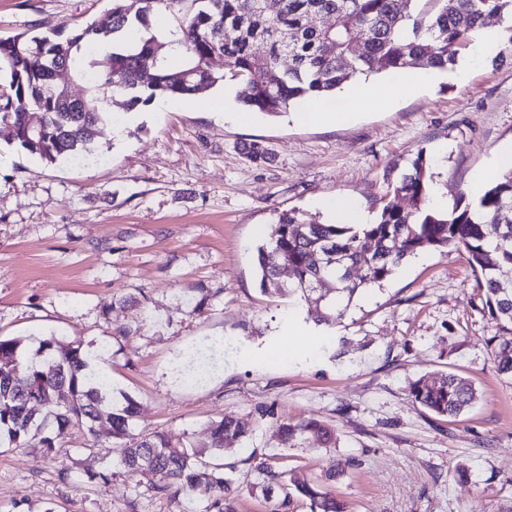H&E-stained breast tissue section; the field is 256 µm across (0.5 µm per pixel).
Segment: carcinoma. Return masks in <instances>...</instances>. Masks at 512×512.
Here are the masks:
<instances>
[{
  "label": "carcinoma",
  "instance_id": "obj_1",
  "mask_svg": "<svg viewBox=\"0 0 512 512\" xmlns=\"http://www.w3.org/2000/svg\"><path fill=\"white\" fill-rule=\"evenodd\" d=\"M110 26L92 20L63 34L18 33L0 36V133L5 140L48 164L93 152L98 129L112 113V98H126L128 108L157 98L190 100L200 92L236 81L243 85L238 102L251 112L279 116L310 98L329 97L359 73L406 67L455 64L462 48L491 16L512 21V0H432L427 17L413 16L417 0H110ZM168 12L177 22L169 33L153 31L151 16ZM332 19L315 27L312 15ZM137 23L144 35L122 51L106 54L101 66L98 46ZM154 57L149 70L142 58ZM224 57L222 73L209 61ZM291 66L272 80L281 57ZM68 66L86 84L81 103L57 86L55 74ZM41 114V125L28 114ZM253 163H266L271 153L258 143L244 146ZM428 166L418 153L397 180L383 178L385 192L372 224H306L292 209L269 225L268 238L257 248L260 285L280 294L288 289L279 277L288 265L295 288L307 292L310 281L326 284L328 297L321 317H342L357 293L386 281L407 258L420 251L453 247L463 251L478 274L489 315L499 334L488 339L497 349L498 368L512 376V169L490 185L478 202L443 212L428 204ZM407 199L406 208L399 200ZM371 253L375 265L368 280H355L350 267ZM39 361L23 359L21 340L0 338V444L27 445L31 432L51 425L41 444L51 451L73 428L93 432L108 424L119 448L118 463L126 473L140 474L152 487L175 499L184 492L207 501L206 512H236L232 481L224 471V445L241 441L248 430L226 416L210 425V446L193 449L155 431L135 435L129 421L132 401L114 411L112 392L87 373L80 344L42 342ZM409 396L437 417L456 418L478 398L472 383L457 374L422 375L409 386ZM288 436L314 433L326 442L333 433L317 420L283 423ZM256 485L283 496L274 512H289L292 493L311 502L312 512H345L344 504L315 483L288 477L272 466L258 467ZM294 492L288 491V486Z\"/></svg>",
  "mask_w": 512,
  "mask_h": 512
}]
</instances>
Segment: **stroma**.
Instances as JSON below:
<instances>
[{"instance_id":"35a3bbf8","label":"stroma","mask_w":512,"mask_h":512,"mask_svg":"<svg viewBox=\"0 0 512 512\" xmlns=\"http://www.w3.org/2000/svg\"><path fill=\"white\" fill-rule=\"evenodd\" d=\"M109 7L0 0V36L102 20ZM478 41L434 83L336 126L288 113L233 123L200 99L131 110L117 97L85 160L49 165L0 140V336L21 338L30 357L46 339L81 344L113 392L137 401L134 433L206 448L212 421L246 423L249 440L225 453L238 512L280 499L254 486L263 464L322 484L348 512H512V377L497 368L487 340L498 327L461 253L421 252L320 323L301 291H262L256 251L281 212L334 222L318 206L328 197L376 217L384 173L421 151L440 208L473 203L474 172L512 142V51L481 58ZM253 142L270 163L246 158ZM293 313L323 330L317 360L256 356ZM448 372L480 398L446 420L408 389ZM308 419L335 443L282 438L281 423ZM117 457L105 425L52 455L36 437L0 447V512H202L199 497L170 499L141 476L95 480Z\"/></svg>"}]
</instances>
